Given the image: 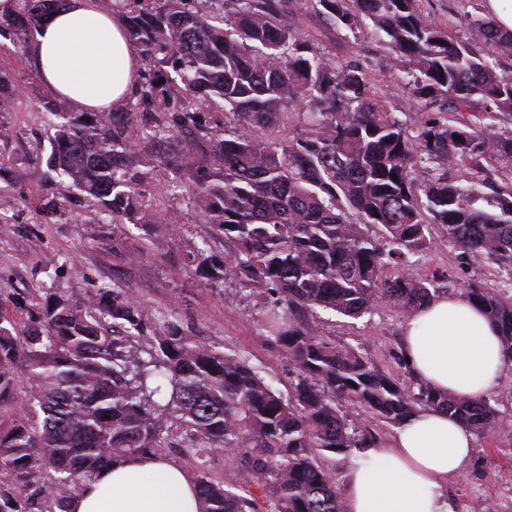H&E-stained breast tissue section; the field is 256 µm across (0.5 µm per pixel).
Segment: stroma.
Listing matches in <instances>:
<instances>
[{
    "label": "stroma",
    "instance_id": "obj_1",
    "mask_svg": "<svg viewBox=\"0 0 512 512\" xmlns=\"http://www.w3.org/2000/svg\"><path fill=\"white\" fill-rule=\"evenodd\" d=\"M421 8L449 32L467 37L470 0H421ZM293 21L336 60L362 62L394 114L407 126H416L423 108L406 87L405 74L393 68L385 42L377 41L367 27L334 30L302 11ZM0 72L19 88L13 111L0 112V295L27 303L52 288L76 299L98 288L132 289L145 314L147 335H154L162 320L178 322L201 341L246 358L274 376L280 392H288L292 368L261 331L260 298L235 282L201 277L186 260L188 252L199 248L222 257L227 245L211 236L192 195L169 192L179 170L166 167L152 174L151 201L163 223H104L97 202L73 187L48 190L42 180L60 116L73 117L80 110L65 100L59 102L60 116L45 110L54 95L41 82L28 44L16 29L0 30ZM50 199L57 204L52 213L45 208ZM420 267L447 273L453 294L464 291L473 278L485 279L492 288L502 285L485 266L461 268L455 251L441 237L422 255ZM316 321L330 339L350 343L374 362L394 368L405 321L388 307L357 320L320 310ZM492 397L498 409L492 434L477 439L468 465L448 480L454 512H469L477 498L486 501L491 512H512V366Z\"/></svg>",
    "mask_w": 512,
    "mask_h": 512
}]
</instances>
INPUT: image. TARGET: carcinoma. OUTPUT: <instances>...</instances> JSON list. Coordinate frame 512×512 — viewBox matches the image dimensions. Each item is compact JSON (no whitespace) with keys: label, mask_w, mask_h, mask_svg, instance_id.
<instances>
[{"label":"carcinoma","mask_w":512,"mask_h":512,"mask_svg":"<svg viewBox=\"0 0 512 512\" xmlns=\"http://www.w3.org/2000/svg\"><path fill=\"white\" fill-rule=\"evenodd\" d=\"M132 2L139 8L123 18L148 69L137 93L153 109L143 119L127 109L60 124L47 180L92 195L114 224H160L151 175L171 160L137 150L132 135L193 134L170 191L192 194L232 248L218 261L200 250L190 261L208 280L266 297L261 327L294 368L291 393L175 321L141 343L143 313L129 288L82 301L50 292L20 320L0 297V512H69L101 469L163 456L175 422L202 512H346L325 458L369 447L377 424L399 425L419 408L445 410L485 437L497 417L491 399L409 384L309 317L321 309L359 319L385 305L411 318L447 291L446 276L415 260L434 226L460 265L484 264L512 283V75L501 68L512 31L477 13L460 40L420 0H300L335 30L367 19L385 38L410 91L435 109L412 132L362 66L327 57L288 22L292 0ZM64 4L18 0L0 25L27 36ZM216 105L234 125L229 138L211 124ZM295 117L304 122L297 136L263 139ZM467 294L498 326L512 364V294L481 282ZM225 450L247 486L210 475L211 457Z\"/></svg>","instance_id":"cac0c4a2"}]
</instances>
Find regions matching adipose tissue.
<instances>
[{
  "instance_id": "obj_1",
  "label": "adipose tissue",
  "mask_w": 512,
  "mask_h": 512,
  "mask_svg": "<svg viewBox=\"0 0 512 512\" xmlns=\"http://www.w3.org/2000/svg\"><path fill=\"white\" fill-rule=\"evenodd\" d=\"M30 54L43 83L92 112H108L136 90L142 57L120 16L96 0H67L36 33ZM404 354L414 376L467 400L486 398L505 368L500 337L464 293L443 294L411 317ZM474 434L447 412L407 417L388 439L358 450L342 492L346 512H452L449 477L469 462ZM191 476L150 455L102 470L72 498L71 512H200Z\"/></svg>"
}]
</instances>
